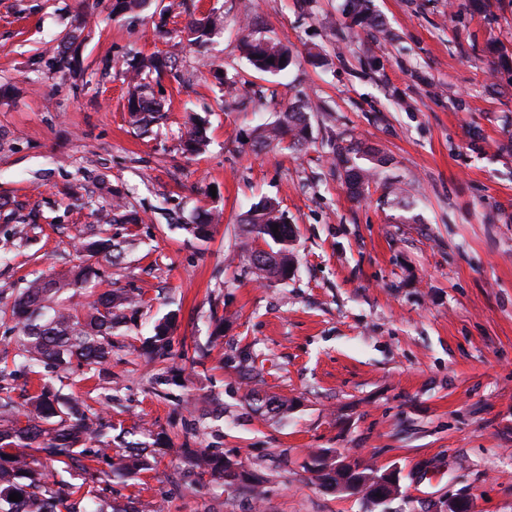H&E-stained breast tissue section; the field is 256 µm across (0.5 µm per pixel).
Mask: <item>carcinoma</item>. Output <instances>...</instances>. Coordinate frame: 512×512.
<instances>
[{
    "instance_id": "obj_1",
    "label": "carcinoma",
    "mask_w": 512,
    "mask_h": 512,
    "mask_svg": "<svg viewBox=\"0 0 512 512\" xmlns=\"http://www.w3.org/2000/svg\"><path fill=\"white\" fill-rule=\"evenodd\" d=\"M343 11L357 22L367 19L362 0H344ZM223 23L222 17L211 14L189 19L185 30L189 40L201 53ZM248 60L263 73H279L294 64L288 47L266 38H254L248 44ZM175 61L156 54L136 53L124 61L127 83V111L134 124L143 129L164 118V105L157 98L153 84L172 72ZM322 107L307 100L293 103L281 111L275 121L254 130L259 146L275 145L282 149L301 148L310 135L309 115ZM182 150L200 154L209 145L207 120L197 113L188 115ZM338 172L349 194L361 197L374 176L389 162L378 148L361 140L336 145ZM386 198L398 209L413 206L401 182L385 186ZM219 215L205 211L195 218L194 234L199 240L209 236L210 227ZM241 239L251 275L256 280L279 278L294 265L290 250L295 237L278 203L266 199L254 204L241 218ZM278 227L273 232L272 227ZM261 240L269 248L265 256L254 254L253 242ZM74 252L80 264L60 277L37 276L11 292L12 301H0V321L10 322L8 347L0 351V512H74L72 501L83 486L108 483L112 470L118 467L127 473L139 474L154 469L158 447L170 445L162 432L149 427L140 429L141 438L112 448V422L100 414L85 410L73 398L62 393L55 382L73 374L90 379L112 362L113 331L125 323L124 311L141 304L131 292L117 294L112 288H91L92 282H103L93 261L112 258V238L99 233L76 238ZM69 290L84 291L86 301L81 307L65 304L61 295ZM171 319L154 326V335L146 341L150 354L158 359L166 355ZM39 377V388L28 395L26 409L15 407L11 393L19 376ZM253 409L270 413L288 411V403L264 398L254 390L246 393ZM191 462L209 481L220 486L240 484L252 496H261L259 484L245 472H234L225 457L215 453L188 452ZM336 451L318 448L310 458L322 461L308 471L319 483H336ZM83 473V482L75 485L61 479L71 471ZM12 493L22 500H9ZM89 508L85 512H148L159 509L155 500H137L128 510L86 491Z\"/></svg>"
}]
</instances>
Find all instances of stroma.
Wrapping results in <instances>:
<instances>
[{
	"mask_svg": "<svg viewBox=\"0 0 512 512\" xmlns=\"http://www.w3.org/2000/svg\"><path fill=\"white\" fill-rule=\"evenodd\" d=\"M190 2L224 16L205 62L159 0L122 17L114 0H0V289L66 273L71 239L96 231L112 190L140 218L109 226L121 253L101 271L142 303L104 378L72 376L65 392L175 449L102 497L166 512H363L305 469L311 450L332 448L398 473L384 512H436L463 490L476 512H512V152L499 149L512 138V62L500 59L512 58V0H368L375 28L351 26L344 0ZM249 27L287 44L295 66L255 71ZM74 29V72L49 70L47 49ZM135 52L177 65L158 92L167 119L146 134L124 99ZM220 71L241 77L236 98ZM300 98L326 106L307 149L255 146L254 129ZM189 111L208 120L199 156L180 149ZM350 139L390 159L357 199L330 160ZM393 177L414 221L384 197ZM266 198L296 228L285 281L253 280L240 255L238 219ZM201 209L221 214L205 242L187 229ZM168 315L157 361L141 348ZM250 388L288 413H256ZM183 446L241 463L261 498L199 476Z\"/></svg>",
	"mask_w": 512,
	"mask_h": 512,
	"instance_id": "35a3bbf8",
	"label": "stroma"
}]
</instances>
